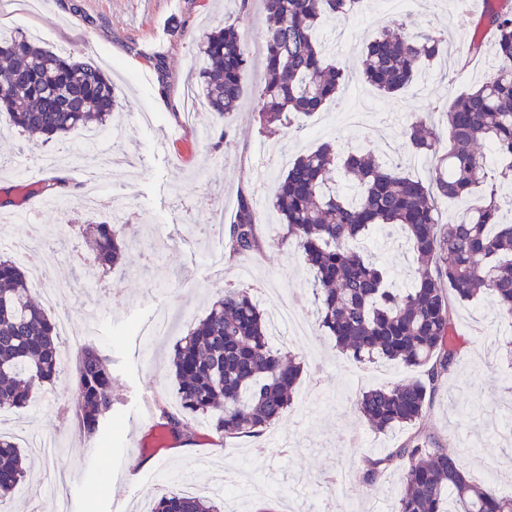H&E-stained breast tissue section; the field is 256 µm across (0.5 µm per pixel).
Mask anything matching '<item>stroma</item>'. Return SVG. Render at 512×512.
I'll return each instance as SVG.
<instances>
[{
  "mask_svg": "<svg viewBox=\"0 0 512 512\" xmlns=\"http://www.w3.org/2000/svg\"><path fill=\"white\" fill-rule=\"evenodd\" d=\"M458 13L455 0H413L405 17L407 32L442 30L457 57L425 64L415 83L398 95L379 92L357 74L364 43L380 30L377 0L358 14L325 22L322 40L354 75L336 102L300 119L283 148L278 137L261 132L258 120V91L264 82L261 0H39L33 9L25 0H0V32L25 35L56 51L91 37L92 47L84 56L111 77L121 101L96 152L108 153L118 138L136 161L114 170L105 187L108 196L118 199L127 184L136 186L128 227L132 247L122 267H101L85 240L75 235L59 238L53 246L45 240L36 244L49 265L46 285L56 293V311L91 317L93 331L85 342L99 347L112 365L114 407L106 421L111 439L92 441L77 420L59 418L61 406L77 403L70 368L53 385L37 390L29 407L1 410L0 432L28 439L29 467L0 512H29L51 472L65 476L66 512H112L114 499L123 494L114 472L118 460L129 471L144 472L145 486L160 493L184 490L189 483H217L235 491L252 479L262 490L243 501L242 512H291L295 507L323 512L333 496L339 499L338 512H392L400 471H387L371 493L355 474L365 456L385 453L411 432L373 430L357 415L354 402L360 392L402 384L420 371L386 361L356 362L316 327L312 276L301 253L268 245L279 222L268 199L286 161L298 153L334 141L388 160L403 145L412 117L430 115L488 76L494 64L491 44H484L467 65L457 62L469 46ZM227 21L238 24L251 57L239 111L227 123L199 112L195 126L168 138L169 129L186 120L200 36ZM159 57L166 61L162 76L155 68ZM223 134L228 137L224 146L219 143ZM47 152L64 158L52 175L65 182L66 206L41 213L39 223L111 221V209L88 211L78 205L86 193L84 163L91 152L77 131L49 143L15 132L0 137V155L13 160L10 168L0 170V215L22 208L18 192L34 184L40 174L35 161ZM242 190L261 199L257 235L263 247L225 257L219 273L210 268L208 257L222 251L224 242L211 226L218 220L231 224ZM364 240L386 266L391 287H408L416 265L413 252L396 251L375 228ZM230 286L250 289L258 298L275 290L287 292L314 325L310 343L289 340L284 331L271 338L303 366L291 407L271 427L270 433L281 434L283 448L270 444V434L221 440L201 426L190 441L191 456L179 455L183 442L177 439L157 448V460L142 457L139 440L150 439L161 424L157 402L177 406L166 381L173 346L218 291ZM161 309L169 313L168 331L155 336L149 324ZM453 319L460 356L418 429L428 447L457 456L467 473L481 481L488 460L512 458V440L499 434L512 409V361L503 350L512 340V323L496 316L486 295L455 303ZM43 438L54 442L53 455L35 450V442Z\"/></svg>",
  "mask_w": 512,
  "mask_h": 512,
  "instance_id": "1",
  "label": "stroma"
}]
</instances>
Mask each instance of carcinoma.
<instances>
[{"label":"carcinoma","instance_id":"cac0c4a2","mask_svg":"<svg viewBox=\"0 0 512 512\" xmlns=\"http://www.w3.org/2000/svg\"><path fill=\"white\" fill-rule=\"evenodd\" d=\"M265 79L259 119L268 131L289 128L339 97L351 74L329 58L318 41L323 23L357 13L366 0H263ZM404 23L381 31L361 51L360 75L385 94L414 81L418 68L447 50L448 37L430 29L416 37ZM484 29L496 65L479 86L443 109L438 124L416 116L407 125L404 149L432 163L429 181L401 171L400 161L380 162L369 151L341 150L333 143L297 156L281 176L271 207L281 224L275 247L300 250L312 274L319 326L352 359L395 361L424 368V378L363 392L357 412L381 432L415 426L425 414L460 350L453 303L489 295L497 315L512 321V224L499 217L497 187L512 185V0H492ZM202 65L194 91L215 116L229 123L240 106L249 72L246 44L227 23L200 37ZM0 116L7 128L39 135L48 143L95 123L107 125L119 102L112 82L94 62L49 50L24 35L0 37ZM494 150L490 167L483 148ZM489 200L467 208L454 224H442L441 199L464 201L478 187ZM252 195L242 191L224 233V252L261 249ZM386 237L397 230L417 257L408 288H391L380 260L354 243L372 226ZM89 236L103 265L124 262L126 225L71 224ZM65 369L57 322L31 295L23 266L0 258V409L26 407L33 390ZM172 390L179 414L158 404L173 434L192 438L209 426L226 438L258 435L288 411L301 365L286 360L270 340L269 325L254 296L226 288L197 319L170 355ZM115 377L92 346L79 349L74 375L77 418L91 437L102 435L112 413ZM404 472L397 512H512V495L463 475L457 457L428 448L419 435L379 456H366L357 472L369 488L392 467ZM25 475L23 451L0 434V503ZM150 512H220L215 500L167 492Z\"/></svg>","mask_w":512,"mask_h":512}]
</instances>
